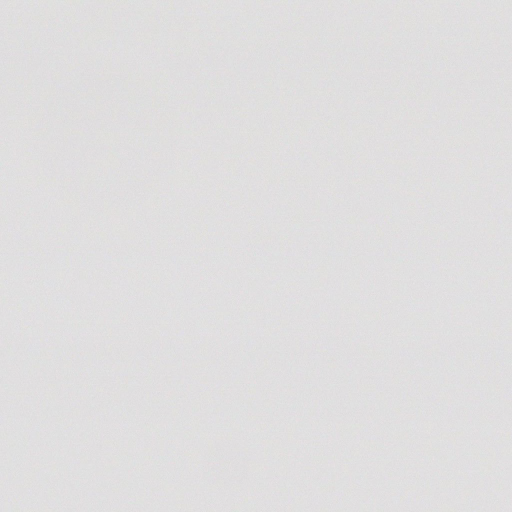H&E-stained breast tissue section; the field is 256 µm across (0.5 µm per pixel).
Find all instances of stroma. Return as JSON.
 Instances as JSON below:
<instances>
[{"mask_svg":"<svg viewBox=\"0 0 512 512\" xmlns=\"http://www.w3.org/2000/svg\"><path fill=\"white\" fill-rule=\"evenodd\" d=\"M250 0L225 10L213 0H166L137 16V0H70L58 16L8 0L0 12V136L14 120L42 127L63 100L84 101L85 83L108 69L143 85L168 124L189 128L176 154L194 159L199 181L155 184L124 214L143 224H178L159 240L103 230L109 211L58 205L59 186L42 171L35 194L0 223V512H177L193 483L194 512H235L266 501L279 512H417L419 488L436 487L445 467L439 433L424 428L398 442L390 423L434 414L481 423L490 463L474 478L466 456L450 467L476 483L467 512H512L498 471L512 470V111L488 115L482 102L512 91V0ZM412 16L410 25L400 14ZM140 24H133V17ZM193 59L187 72L167 56ZM109 127L112 177L125 178L153 146L148 113L130 100L99 102L62 132L83 154L90 128ZM277 149L254 158L253 134ZM477 169L485 190L468 218L478 250L439 224L458 219L446 189ZM282 171L284 180L272 177ZM401 198L397 209L386 200ZM206 227L207 239L195 230ZM278 229L269 237L267 227ZM428 288L451 285L449 270L473 274L482 301L453 309L440 326L430 295L401 313L381 301L367 262ZM209 260L201 264L199 253ZM164 256L167 274L140 296L131 266ZM39 271L52 292L21 305L22 275ZM95 279V304L63 307L70 288ZM174 298V312L132 321L133 308ZM267 325L256 329L255 312ZM501 397L488 402L491 391ZM242 442L245 469L231 481L209 454L193 455L199 433ZM27 475L12 449L41 453ZM153 442L144 452L143 442ZM412 463L418 481L392 483ZM168 479L157 482L158 467ZM289 485H282V476ZM36 484L21 503L15 487ZM358 497H350V488Z\"/></svg>","mask_w":512,"mask_h":512,"instance_id":"35a3bbf8","label":"stroma"}]
</instances>
